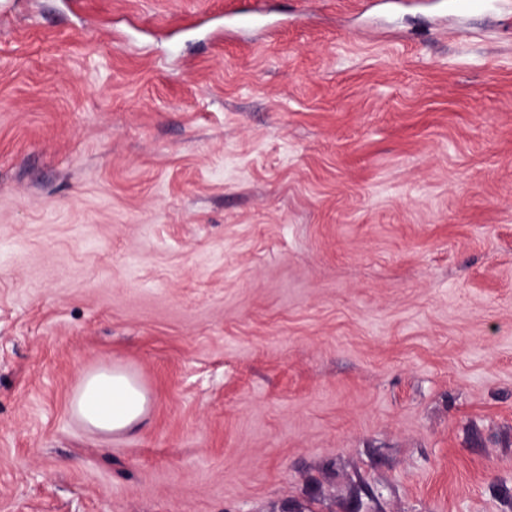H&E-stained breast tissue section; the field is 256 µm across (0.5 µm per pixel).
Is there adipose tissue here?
<instances>
[{"label": "adipose tissue", "mask_w": 512, "mask_h": 512, "mask_svg": "<svg viewBox=\"0 0 512 512\" xmlns=\"http://www.w3.org/2000/svg\"><path fill=\"white\" fill-rule=\"evenodd\" d=\"M148 394L136 378L109 364L82 374L72 400L73 413L92 431L122 433L144 418Z\"/></svg>", "instance_id": "adipose-tissue-1"}]
</instances>
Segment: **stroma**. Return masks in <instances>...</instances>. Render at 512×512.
<instances>
[{
  "instance_id": "35a3bbf8",
  "label": "stroma",
  "mask_w": 512,
  "mask_h": 512,
  "mask_svg": "<svg viewBox=\"0 0 512 512\" xmlns=\"http://www.w3.org/2000/svg\"><path fill=\"white\" fill-rule=\"evenodd\" d=\"M361 2L0 0V512H512V0ZM148 394L136 378L109 364L79 378L73 413L92 431L122 433L145 417Z\"/></svg>"
}]
</instances>
